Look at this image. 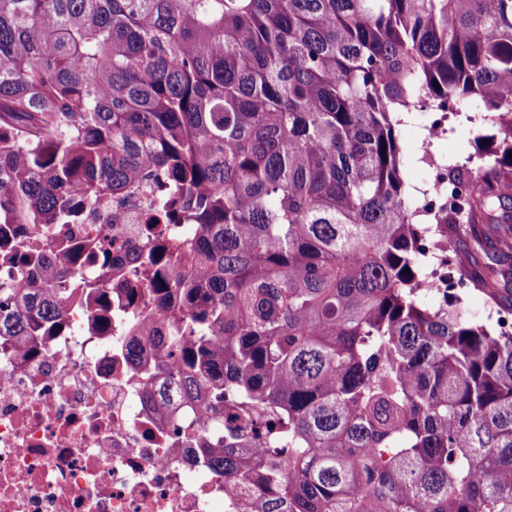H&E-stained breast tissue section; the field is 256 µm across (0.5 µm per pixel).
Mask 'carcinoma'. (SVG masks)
<instances>
[{"label":"carcinoma","mask_w":512,"mask_h":512,"mask_svg":"<svg viewBox=\"0 0 512 512\" xmlns=\"http://www.w3.org/2000/svg\"><path fill=\"white\" fill-rule=\"evenodd\" d=\"M427 100L494 113L448 174L480 245L512 225V0H0V342L131 277L161 323L128 359H176L150 398L203 404L238 512H512V333L439 295L452 217L402 177ZM134 187L125 264L46 243Z\"/></svg>","instance_id":"1"}]
</instances>
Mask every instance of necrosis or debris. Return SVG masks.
Instances as JSON below:
<instances>
[{
	"label": "necrosis or debris",
	"mask_w": 512,
	"mask_h": 512,
	"mask_svg": "<svg viewBox=\"0 0 512 512\" xmlns=\"http://www.w3.org/2000/svg\"><path fill=\"white\" fill-rule=\"evenodd\" d=\"M131 207L82 213L74 237L104 241L120 262L135 241ZM96 306L74 305L66 329L26 348L0 346V512H224L223 476L189 450L176 417L143 398L156 352L132 366L92 331Z\"/></svg>",
	"instance_id": "1"
}]
</instances>
